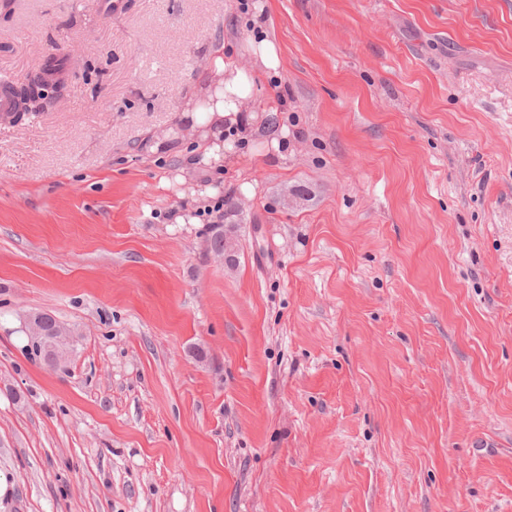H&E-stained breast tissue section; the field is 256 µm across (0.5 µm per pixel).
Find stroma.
<instances>
[{"label":"stroma","instance_id":"obj_1","mask_svg":"<svg viewBox=\"0 0 512 512\" xmlns=\"http://www.w3.org/2000/svg\"><path fill=\"white\" fill-rule=\"evenodd\" d=\"M218 55L251 122L196 164ZM51 56L0 118V512H512V0H0V80ZM206 215L209 217L210 224H218L215 225L214 231L208 240V250L211 253H215L218 250L224 251V239L231 243L230 251H234V243L232 235H228L231 233V229H225L224 225V203L218 206L213 207L211 210L208 209ZM214 257L219 260H224V254L216 253ZM24 331L31 351L49 366H56L67 356L72 333L54 317L31 314L24 322Z\"/></svg>","mask_w":512,"mask_h":512}]
</instances>
